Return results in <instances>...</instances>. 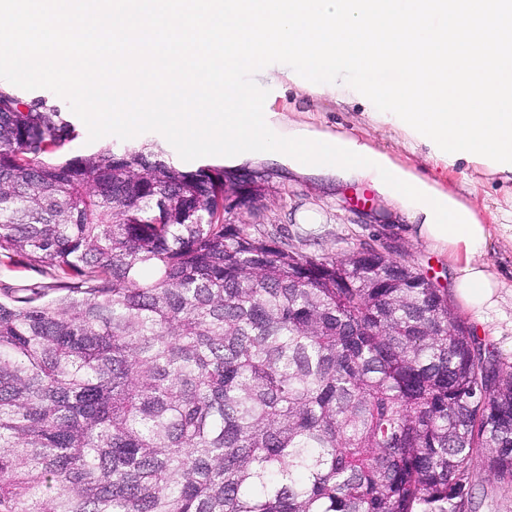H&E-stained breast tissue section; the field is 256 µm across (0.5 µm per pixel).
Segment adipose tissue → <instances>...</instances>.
<instances>
[{"mask_svg": "<svg viewBox=\"0 0 512 512\" xmlns=\"http://www.w3.org/2000/svg\"><path fill=\"white\" fill-rule=\"evenodd\" d=\"M405 214L410 221L413 236L429 248L447 255L455 272V290L458 299L470 312L482 315L498 306L502 284L497 275L474 255L467 253L465 242L451 243L434 237L428 229L422 209L412 207Z\"/></svg>", "mask_w": 512, "mask_h": 512, "instance_id": "adipose-tissue-1", "label": "adipose tissue"}]
</instances>
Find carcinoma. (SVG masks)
Segmentation results:
<instances>
[{
    "instance_id": "cac0c4a2",
    "label": "carcinoma",
    "mask_w": 512,
    "mask_h": 512,
    "mask_svg": "<svg viewBox=\"0 0 512 512\" xmlns=\"http://www.w3.org/2000/svg\"><path fill=\"white\" fill-rule=\"evenodd\" d=\"M77 136L0 88V255L52 279L0 298V512H469L477 459L512 487V370L433 278Z\"/></svg>"
}]
</instances>
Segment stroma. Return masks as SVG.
Listing matches in <instances>:
<instances>
[{"label": "stroma", "instance_id": "obj_1", "mask_svg": "<svg viewBox=\"0 0 512 512\" xmlns=\"http://www.w3.org/2000/svg\"><path fill=\"white\" fill-rule=\"evenodd\" d=\"M254 80L268 89L270 109L284 119L362 137L394 161L471 204L489 230V244L479 260L500 279L502 299L484 318L468 311L456 297L454 272L448 261L413 239L396 204L365 183L304 176L269 161L246 164L240 166V174L262 172L266 200L258 209L243 213V220L311 255L338 257L362 243L390 245L397 257L437 281L451 307L482 345L512 366V185L498 183L472 166L446 169L434 165L398 133L370 124L359 102L313 95L291 84L273 92L262 73L255 74ZM312 211L321 215L320 224H308L306 217ZM472 483L475 512H512V488L500 484L482 465H475Z\"/></svg>", "mask_w": 512, "mask_h": 512}]
</instances>
